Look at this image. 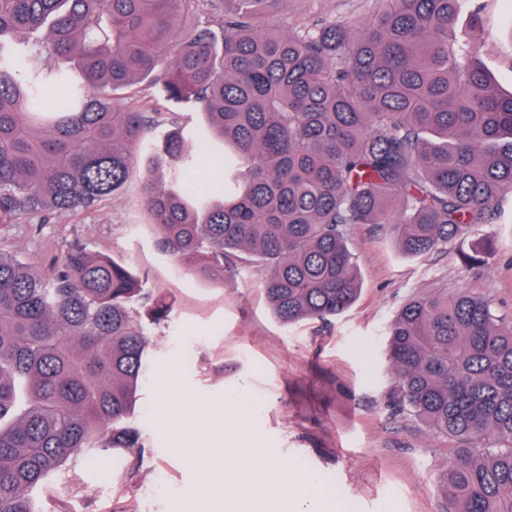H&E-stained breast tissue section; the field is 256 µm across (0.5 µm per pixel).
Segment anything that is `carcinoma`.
I'll list each match as a JSON object with an SVG mask.
<instances>
[{"instance_id":"1","label":"carcinoma","mask_w":512,"mask_h":512,"mask_svg":"<svg viewBox=\"0 0 512 512\" xmlns=\"http://www.w3.org/2000/svg\"><path fill=\"white\" fill-rule=\"evenodd\" d=\"M229 2L219 48L179 32L197 0H0V224L77 214L137 180L162 252L201 277L248 265L288 326L357 301L353 225L420 258L496 218L512 93L460 26L463 0L280 28L259 20L282 0ZM146 79L205 115L202 153L176 117L140 109ZM171 310L79 243L47 269L0 252V512H35L30 492L67 466L142 447L149 327ZM386 358L398 404L453 444L448 512H512V320L468 291L412 298Z\"/></svg>"}]
</instances>
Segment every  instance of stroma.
<instances>
[{
  "mask_svg": "<svg viewBox=\"0 0 512 512\" xmlns=\"http://www.w3.org/2000/svg\"><path fill=\"white\" fill-rule=\"evenodd\" d=\"M485 18L481 61L501 90L512 92V0H480ZM290 23L363 20L374 0H285ZM140 187L73 217L42 224H0V250L38 267L78 243L105 253L175 300L168 320L150 331V368L139 389L134 421L143 446L101 462L71 468L50 490L32 498L37 512H218L193 489L199 470L171 449L159 418L160 382L177 370L183 394L235 406L231 426L258 435L291 470L317 476L325 512H445L438 481L451 459L448 441L401 410L396 379L383 364L387 331L411 298L469 290L489 297L512 319V196L502 221L477 233L487 248L478 266L460 254L471 243L415 259L400 255L376 224H356L351 248L362 281L353 308L336 319L283 326L247 271L201 278L161 254L156 231L139 203Z\"/></svg>",
  "mask_w": 512,
  "mask_h": 512,
  "instance_id": "1",
  "label": "stroma"
}]
</instances>
